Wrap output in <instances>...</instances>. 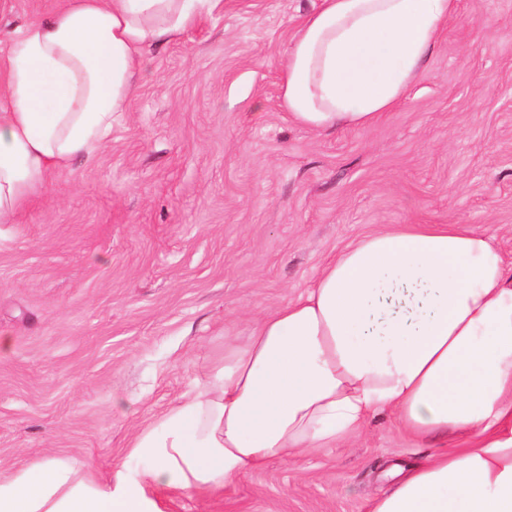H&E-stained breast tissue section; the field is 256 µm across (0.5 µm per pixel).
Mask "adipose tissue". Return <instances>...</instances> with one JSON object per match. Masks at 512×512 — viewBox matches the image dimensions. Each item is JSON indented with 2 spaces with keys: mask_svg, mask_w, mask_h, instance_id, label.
<instances>
[{
  "mask_svg": "<svg viewBox=\"0 0 512 512\" xmlns=\"http://www.w3.org/2000/svg\"><path fill=\"white\" fill-rule=\"evenodd\" d=\"M221 0H59L0 47V224L93 158L127 110L144 49ZM456 0H320L281 70L283 109L321 132L379 121L421 76ZM392 413L470 447L390 472L368 512H512V264L458 224L345 246L315 284L228 342L207 380L132 436L140 481L78 479L48 457L0 480V512H162L151 489L209 495L272 459L346 442Z\"/></svg>",
  "mask_w": 512,
  "mask_h": 512,
  "instance_id": "ef3b65f1",
  "label": "adipose tissue"
}]
</instances>
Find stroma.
Wrapping results in <instances>:
<instances>
[{
  "label": "stroma",
  "instance_id": "obj_1",
  "mask_svg": "<svg viewBox=\"0 0 512 512\" xmlns=\"http://www.w3.org/2000/svg\"><path fill=\"white\" fill-rule=\"evenodd\" d=\"M319 0H223L147 49L123 121L0 226V478L47 457L110 480L138 427L202 383L225 339L398 224H461L512 262V0H458L406 97L324 133L281 106L285 50ZM388 414L162 512H368L393 466L467 447Z\"/></svg>",
  "mask_w": 512,
  "mask_h": 512
}]
</instances>
